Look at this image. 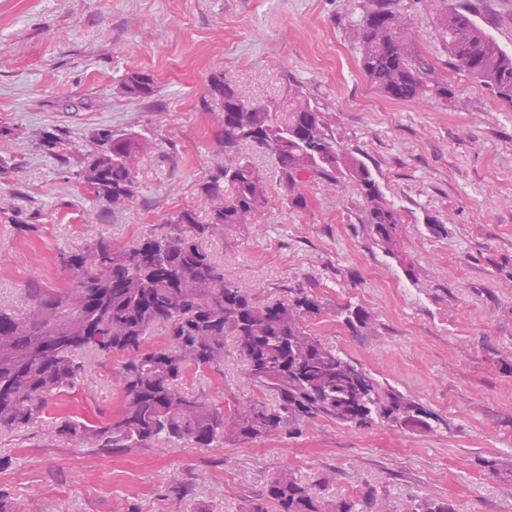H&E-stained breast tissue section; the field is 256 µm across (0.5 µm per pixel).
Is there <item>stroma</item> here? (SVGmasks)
<instances>
[{
    "mask_svg": "<svg viewBox=\"0 0 512 512\" xmlns=\"http://www.w3.org/2000/svg\"><path fill=\"white\" fill-rule=\"evenodd\" d=\"M367 2L0 0V131H22L0 134L1 306L23 310L32 283L69 285L59 253L95 237L167 231L168 219L194 204L219 156L216 118L199 108L211 71L262 102L283 97L287 74L330 113L340 145L367 154L401 211V256L360 224L352 187L305 183L309 205L293 210L259 154L267 206L256 223L206 246L225 277L259 301L314 286L324 312L313 331L435 417L425 435L319 421L293 437L282 428L245 445L155 443L120 456L47 439L37 423L0 434V489L31 512H241L283 468L324 482L331 499L376 487L390 512H406L414 497L450 500L457 512H512V109L451 67L438 8L421 0L399 5L452 99L398 102L375 90L350 36ZM467 2L512 52V0ZM133 69L153 75V97L122 94ZM103 127L155 144L138 158V192L122 209L94 200L74 177ZM45 129L67 133L76 151L46 153ZM430 217L445 234L429 232ZM20 224L35 230L18 234ZM348 304L370 313L371 329L346 328ZM185 386L226 408L252 394L232 352L221 371L190 372ZM120 404L113 364L93 361L50 413L98 420ZM486 459L498 461L499 476H487Z\"/></svg>",
    "mask_w": 512,
    "mask_h": 512,
    "instance_id": "obj_1",
    "label": "stroma"
}]
</instances>
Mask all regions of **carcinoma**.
Masks as SVG:
<instances>
[{"label":"carcinoma","instance_id":"1","mask_svg":"<svg viewBox=\"0 0 512 512\" xmlns=\"http://www.w3.org/2000/svg\"><path fill=\"white\" fill-rule=\"evenodd\" d=\"M437 1L443 4L438 32L450 64L512 109V53L469 8L427 0ZM413 29L414 18L400 11L398 0H371L352 26L362 71L390 99L446 102L452 90L412 46ZM284 80L285 100L256 102L223 72L211 73L202 109L217 113L224 164L199 184L197 204L171 217L164 234L124 244L99 237L59 254L69 286H32L22 312L0 307V434L44 420L49 401L79 383L85 356L99 362L119 358L120 409L97 421L60 416L49 430L101 453H130L155 442L245 444L283 427L298 433L316 420L357 429L386 423L417 435L433 431V414L311 333L309 321L324 310L313 290L300 287L283 300L261 303L248 288L224 278V268L203 246L224 236L226 227L255 223L268 204V182L249 147L272 160L294 210L308 207L301 187L309 180L327 188L353 186L362 200L360 223L412 274L396 249L400 210L386 201L368 158L340 147L327 113L300 82L288 75ZM120 90L130 99H146L154 95L155 81L147 72L128 71ZM93 140L95 148L75 177L95 200L123 208L137 194L134 161L150 143L109 128L99 129ZM41 146L55 155L74 149L53 130L43 132ZM343 313L352 332L370 328L363 308L348 304ZM158 329L164 340L152 345L149 338ZM229 336L245 363L248 386L260 396L226 412L186 389L183 380L192 370H221ZM263 500L276 512H388L374 487L329 500L321 484L304 482L288 469L270 476ZM407 512L456 508L448 500L415 498Z\"/></svg>","mask_w":512,"mask_h":512}]
</instances>
